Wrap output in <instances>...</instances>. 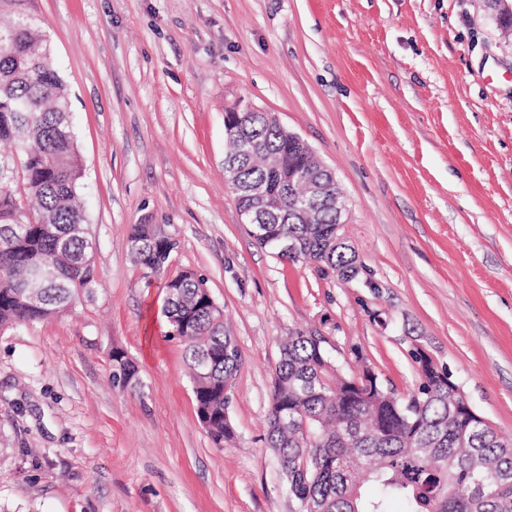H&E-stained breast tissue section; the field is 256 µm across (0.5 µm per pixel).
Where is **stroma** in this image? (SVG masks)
Here are the masks:
<instances>
[{"mask_svg": "<svg viewBox=\"0 0 512 512\" xmlns=\"http://www.w3.org/2000/svg\"><path fill=\"white\" fill-rule=\"evenodd\" d=\"M66 83L99 287L0 330V512H291L265 441L281 341L413 392L423 344L512 435V31L487 0H33ZM275 114L332 170L349 282L277 259L224 181V114ZM167 224L241 352L232 439L201 424L163 280L129 225ZM143 387L112 385L113 350Z\"/></svg>", "mask_w": 512, "mask_h": 512, "instance_id": "stroma-1", "label": "stroma"}]
</instances>
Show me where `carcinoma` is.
<instances>
[{"label": "carcinoma", "instance_id": "carcinoma-1", "mask_svg": "<svg viewBox=\"0 0 512 512\" xmlns=\"http://www.w3.org/2000/svg\"><path fill=\"white\" fill-rule=\"evenodd\" d=\"M12 23L0 28V329L27 327L73 310L98 286L94 255L80 227L83 169L64 81L52 63L49 35L31 0H0ZM246 152L237 204L273 166L299 158L270 112L240 113ZM253 237L280 260L304 261L325 277H357L355 250L336 233V210L320 203L316 223L288 195ZM295 247L290 249L288 244ZM176 242L166 224H132L127 247L145 275L162 276ZM37 267L43 282L31 280ZM165 337L184 345L197 414L213 441L235 434L229 415L241 353L224 328L207 282L193 272L165 281ZM326 340L297 332L280 348L266 443L294 512H512V438L471 420L447 370L418 364L420 383L406 397L379 376L342 371ZM112 379L137 391L142 380L121 350L112 351Z\"/></svg>", "mask_w": 512, "mask_h": 512}]
</instances>
